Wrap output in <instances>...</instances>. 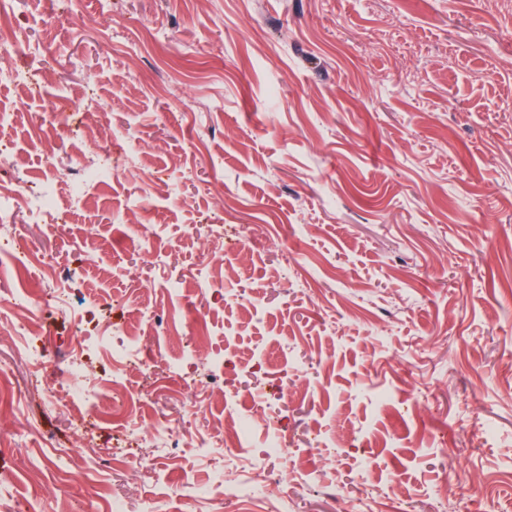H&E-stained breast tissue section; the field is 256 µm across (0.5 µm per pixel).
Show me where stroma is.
<instances>
[{
    "label": "stroma",
    "instance_id": "stroma-1",
    "mask_svg": "<svg viewBox=\"0 0 512 512\" xmlns=\"http://www.w3.org/2000/svg\"><path fill=\"white\" fill-rule=\"evenodd\" d=\"M24 42L54 31L42 93L0 78L14 115L0 144V190L53 180L69 214L53 252L74 307L103 306L89 325L140 333L152 369L121 372L92 356L103 382L139 396L142 431L171 419L186 444L138 478L100 452L139 445L24 391L31 369L0 334V415L28 421L0 446V483L39 512H83L122 497L139 512H241L200 501L224 451L191 439L221 432L224 411L252 414L260 456L286 436L319 482H287L292 512H512V11L483 0H9ZM494 77H485L488 62ZM109 128L117 167L70 204L93 128ZM261 226L251 256L224 245L210 301L213 349L186 372L201 246L213 225ZM65 445V474L41 479Z\"/></svg>",
    "mask_w": 512,
    "mask_h": 512
}]
</instances>
